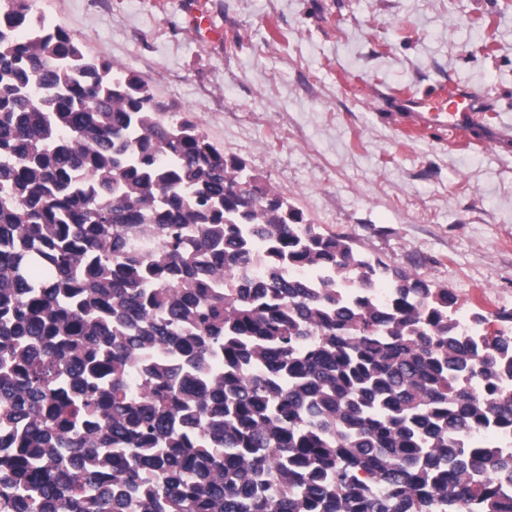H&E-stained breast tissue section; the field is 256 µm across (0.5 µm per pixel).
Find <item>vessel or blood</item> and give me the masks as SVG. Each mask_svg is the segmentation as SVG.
<instances>
[{
    "mask_svg": "<svg viewBox=\"0 0 512 512\" xmlns=\"http://www.w3.org/2000/svg\"><path fill=\"white\" fill-rule=\"evenodd\" d=\"M397 100L413 130L447 127L463 139L483 126V114L489 109L483 95L456 84L437 86L432 93L421 97L401 94Z\"/></svg>",
    "mask_w": 512,
    "mask_h": 512,
    "instance_id": "1",
    "label": "vessel or blood"
}]
</instances>
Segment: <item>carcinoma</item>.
Masks as SVG:
<instances>
[{"label": "carcinoma", "mask_w": 512, "mask_h": 512, "mask_svg": "<svg viewBox=\"0 0 512 512\" xmlns=\"http://www.w3.org/2000/svg\"><path fill=\"white\" fill-rule=\"evenodd\" d=\"M8 2L0 512H506L512 330L488 325L512 312L460 330L450 290L319 232Z\"/></svg>", "instance_id": "cac0c4a2"}]
</instances>
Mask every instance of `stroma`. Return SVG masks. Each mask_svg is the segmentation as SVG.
Here are the masks:
<instances>
[{
	"label": "stroma",
	"mask_w": 512,
	"mask_h": 512,
	"mask_svg": "<svg viewBox=\"0 0 512 512\" xmlns=\"http://www.w3.org/2000/svg\"><path fill=\"white\" fill-rule=\"evenodd\" d=\"M320 230L512 311V0H39ZM201 14L215 38L189 26ZM466 83L493 146L408 131L377 93Z\"/></svg>",
	"instance_id": "35a3bbf8"
}]
</instances>
